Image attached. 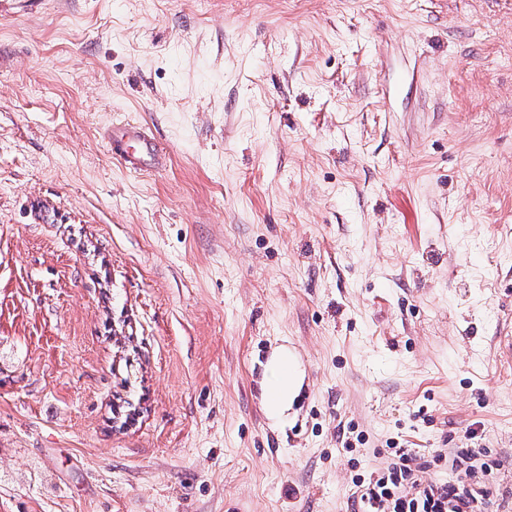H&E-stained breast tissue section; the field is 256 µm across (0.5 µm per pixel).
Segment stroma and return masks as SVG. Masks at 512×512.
Returning a JSON list of instances; mask_svg holds the SVG:
<instances>
[{"instance_id": "stroma-1", "label": "stroma", "mask_w": 512, "mask_h": 512, "mask_svg": "<svg viewBox=\"0 0 512 512\" xmlns=\"http://www.w3.org/2000/svg\"><path fill=\"white\" fill-rule=\"evenodd\" d=\"M473 429L512 492V0L0 19V512H357ZM104 139L113 161L130 171L159 165L166 155L155 137L138 123H112L104 131ZM284 354L286 353H280L274 358L270 364L268 375L266 376L269 391L273 389L279 391V397L275 400H270L269 410L274 416L280 415L289 408L296 394L297 387L301 383L300 373L295 367L289 379L279 372L278 363L284 359Z\"/></svg>"}]
</instances>
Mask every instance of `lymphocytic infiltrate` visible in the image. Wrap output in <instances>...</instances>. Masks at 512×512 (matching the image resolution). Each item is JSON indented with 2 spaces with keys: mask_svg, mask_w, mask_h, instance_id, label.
<instances>
[{
  "mask_svg": "<svg viewBox=\"0 0 512 512\" xmlns=\"http://www.w3.org/2000/svg\"><path fill=\"white\" fill-rule=\"evenodd\" d=\"M434 459L463 472L465 482L426 481V465L416 452L396 448L385 467L356 479L361 512H488L497 493V464L487 459L485 449H440Z\"/></svg>",
  "mask_w": 512,
  "mask_h": 512,
  "instance_id": "lymphocytic-infiltrate-1",
  "label": "lymphocytic infiltrate"
}]
</instances>
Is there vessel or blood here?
<instances>
[{"label":"vessel or blood","instance_id":"vessel-or-blood-1","mask_svg":"<svg viewBox=\"0 0 512 512\" xmlns=\"http://www.w3.org/2000/svg\"><path fill=\"white\" fill-rule=\"evenodd\" d=\"M104 138L113 161L132 171L159 165L165 157L160 143L138 123L112 124Z\"/></svg>","mask_w":512,"mask_h":512}]
</instances>
